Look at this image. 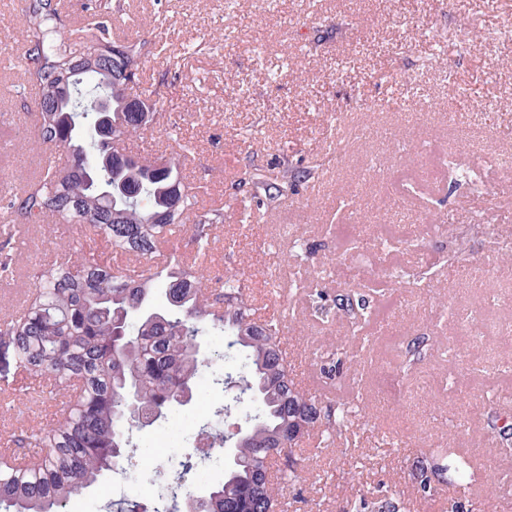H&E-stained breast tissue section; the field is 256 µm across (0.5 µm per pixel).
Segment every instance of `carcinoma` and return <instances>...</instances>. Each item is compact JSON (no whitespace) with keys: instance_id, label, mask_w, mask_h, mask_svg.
I'll return each mask as SVG.
<instances>
[{"instance_id":"carcinoma-1","label":"carcinoma","mask_w":512,"mask_h":512,"mask_svg":"<svg viewBox=\"0 0 512 512\" xmlns=\"http://www.w3.org/2000/svg\"><path fill=\"white\" fill-rule=\"evenodd\" d=\"M24 25L31 66L28 84L46 97L62 81L72 87L66 108L37 113V142L68 153V163L49 165L26 188L7 197L17 226L63 220L80 227L81 236L106 240L111 249L138 260H150L177 224L188 225L197 253H205L224 223V210L197 208L199 192L184 182L179 159H150L119 151V142L150 127H162L165 114L158 91L131 95L139 80L147 41L112 42L106 22L94 23L89 36L61 32L51 0H30ZM97 59L103 72L87 70L72 79L76 62ZM299 171L283 164L271 177L255 168L240 180L252 196H264L269 207L295 191ZM112 185V200L95 190ZM10 240L0 246V276L13 274ZM25 305L0 319V355L13 376L39 378L63 385L70 400L65 416L34 426L14 438L21 448H43L36 457L16 455L0 462V512H66L69 500L108 472L134 473L139 446L136 429L125 415L135 405L165 419L177 397L194 393L204 367L223 371L227 351L242 356L239 375L215 376L212 383L238 388V395L256 403L246 418V434L232 447L236 462L222 480L198 494L174 482L165 495L144 504L122 495L105 512H284V488L271 479V460L280 472L298 478L302 459L288 445L289 437L308 438L321 430L323 442L347 430L344 404L324 405L290 378L281 348L283 327L275 319L251 317V295L239 280L214 281L201 265H189L173 254L164 267L127 273L93 250L39 267ZM333 306L344 316L365 322L366 300L339 290ZM206 336H222L224 344L201 346ZM424 341L406 344L403 362L420 360ZM228 408L204 416L199 428L211 429L216 448L226 444L219 425ZM203 449L169 451L155 470L176 478L202 469ZM453 473L466 485L473 475L469 462L448 456L419 463V492L434 495L436 484ZM351 512H411L389 491L351 502Z\"/></svg>"}]
</instances>
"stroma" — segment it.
<instances>
[{
  "instance_id": "obj_1",
  "label": "stroma",
  "mask_w": 512,
  "mask_h": 512,
  "mask_svg": "<svg viewBox=\"0 0 512 512\" xmlns=\"http://www.w3.org/2000/svg\"><path fill=\"white\" fill-rule=\"evenodd\" d=\"M102 1L153 41L142 77L162 83L174 123L131 137L129 153L191 145L183 174L203 186L205 206L224 211L210 277L236 276L260 316L282 322L302 389L327 350L354 360L324 379L328 401L366 410L350 430L353 452L303 444L288 512H341L380 485L415 499L411 467L440 448L497 476L440 484L417 512H448L456 498L473 512H512V444L487 426L512 412V335L498 331L512 322V174L495 162L512 153V0H63V30ZM24 72L0 63V186L15 191L66 161L35 141ZM348 119L364 137L333 148ZM283 163L315 175L276 207L240 186L247 170ZM472 224L480 230L456 261L464 274L449 276L448 230ZM363 234L372 239L364 252L352 247ZM69 235L66 224H29L13 237L17 269L0 278V316L22 304L34 267L70 255ZM340 288L366 293L389 331L315 314L313 291ZM473 305L477 327L457 330L455 313ZM417 336L426 356L403 366ZM224 398L200 374L188 405L139 431L137 472L104 475L67 512H98L113 492L150 501L160 441L189 447L190 420Z\"/></svg>"
}]
</instances>
